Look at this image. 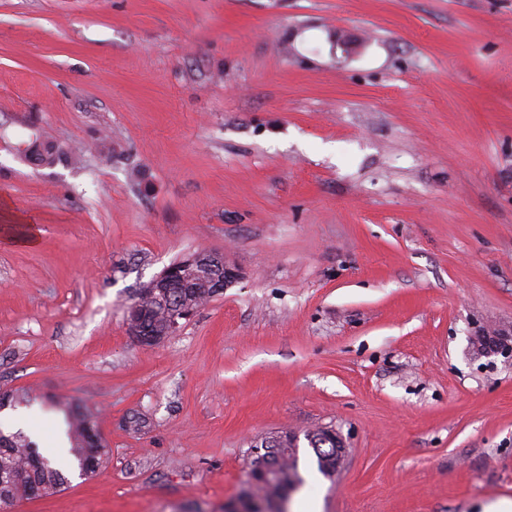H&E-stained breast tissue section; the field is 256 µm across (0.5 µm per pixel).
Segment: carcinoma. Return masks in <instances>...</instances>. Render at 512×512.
I'll return each mask as SVG.
<instances>
[{
    "label": "carcinoma",
    "mask_w": 512,
    "mask_h": 512,
    "mask_svg": "<svg viewBox=\"0 0 512 512\" xmlns=\"http://www.w3.org/2000/svg\"><path fill=\"white\" fill-rule=\"evenodd\" d=\"M64 155L63 149L50 140H35L30 146L27 160L36 166H51ZM214 299L210 289L201 281L188 283L185 300L198 308ZM138 301L147 313L159 315L163 312L159 295H151L141 290ZM69 430L73 456L79 467L100 465L106 455V449L95 448L91 444L90 431L93 429L89 418L78 412L69 414ZM10 444L0 447V471L12 472L15 479L0 483V503H8L18 498L34 499L60 490L67 484V478L57 464L42 456L35 444L23 431L18 430L8 436ZM308 447L312 448L317 467L321 474L330 477L331 452L336 442L328 437L325 428L318 427L305 434ZM281 458L274 465L268 480L263 483L249 484L248 490H242L239 498L246 499L256 507L250 512H286L284 503L291 492L303 485L304 479L299 470V448L285 443L280 449Z\"/></svg>",
    "instance_id": "cac0c4a2"
}]
</instances>
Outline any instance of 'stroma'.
Returning a JSON list of instances; mask_svg holds the SVG:
<instances>
[{
	"instance_id": "stroma-1",
	"label": "stroma",
	"mask_w": 512,
	"mask_h": 512,
	"mask_svg": "<svg viewBox=\"0 0 512 512\" xmlns=\"http://www.w3.org/2000/svg\"><path fill=\"white\" fill-rule=\"evenodd\" d=\"M67 153L35 166L41 135ZM116 153L102 161V150ZM35 245H27L29 233ZM240 272L154 347L172 261ZM512 0H0V431L69 465L0 512H224L268 433L315 512L512 500ZM176 278L171 277L168 273L164 272L157 276L152 282L146 287L140 289V294L137 300L141 303L142 307L147 310L148 315H159L163 312L161 305L162 298L159 295L148 294L146 289L150 288L153 291H158L161 296L165 298L168 295L170 288L176 287ZM68 422V436L71 444V448H69L70 455L77 460L81 472L82 467L85 469L90 464L95 465V470L103 462L106 449L105 447L93 448L90 442V431L94 428L89 418L82 413L72 411L69 414ZM325 429L326 427H318L308 431L305 434V440L316 456L319 472L327 478H332L330 476L331 452L332 448H336V441L328 437ZM341 445L342 448H336V472L342 467L346 456L345 445L343 443Z\"/></svg>"
}]
</instances>
